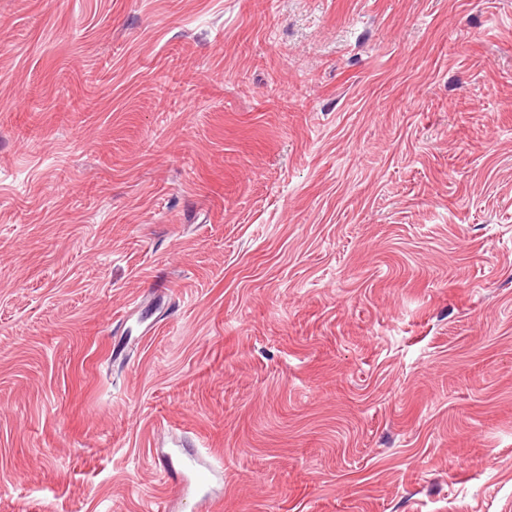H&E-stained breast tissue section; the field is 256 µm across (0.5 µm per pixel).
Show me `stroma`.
Here are the masks:
<instances>
[{
    "label": "stroma",
    "instance_id": "obj_1",
    "mask_svg": "<svg viewBox=\"0 0 512 512\" xmlns=\"http://www.w3.org/2000/svg\"><path fill=\"white\" fill-rule=\"evenodd\" d=\"M207 493L512 512V0H0V512Z\"/></svg>",
    "mask_w": 512,
    "mask_h": 512
}]
</instances>
